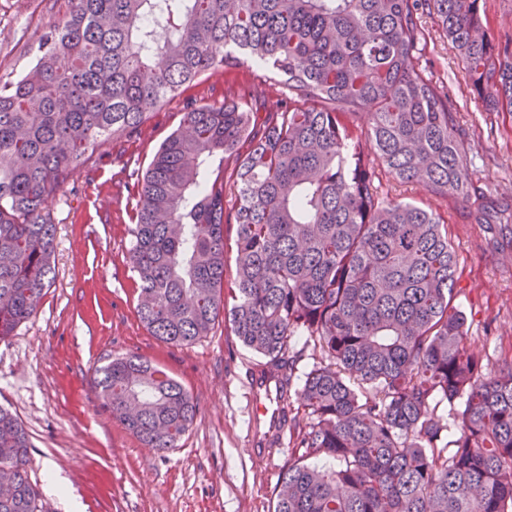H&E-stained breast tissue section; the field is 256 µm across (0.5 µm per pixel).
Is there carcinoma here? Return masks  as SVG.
I'll return each instance as SVG.
<instances>
[{
    "instance_id": "1",
    "label": "carcinoma",
    "mask_w": 512,
    "mask_h": 512,
    "mask_svg": "<svg viewBox=\"0 0 512 512\" xmlns=\"http://www.w3.org/2000/svg\"><path fill=\"white\" fill-rule=\"evenodd\" d=\"M479 0H68L32 65L0 74V341L55 272L50 203L88 152L136 131L205 72L265 69L262 88L194 106L161 144L134 213L137 314L191 344L228 310L263 374L307 422L273 512H512V367L482 378L454 304L459 247L433 211L382 195L377 173L433 195L485 199L444 82L418 68L433 17L489 112L512 113V44L493 46ZM367 117L365 155L351 119ZM250 148L240 152V144ZM233 166L237 206L224 214ZM236 277L224 287V225ZM296 337L321 361L296 372ZM104 406L148 447L178 446L197 408L141 355L96 370ZM448 402L453 424L436 418ZM31 443L0 406V512H44Z\"/></svg>"
}]
</instances>
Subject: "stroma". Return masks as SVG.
Returning a JSON list of instances; mask_svg holds the SVG:
<instances>
[{"mask_svg":"<svg viewBox=\"0 0 512 512\" xmlns=\"http://www.w3.org/2000/svg\"><path fill=\"white\" fill-rule=\"evenodd\" d=\"M67 0H0V74L20 73ZM420 66L458 102L456 123L471 145L474 181L512 205V113L485 111L467 86L456 51L433 18L423 20ZM263 71L216 68L156 109L133 135L89 153L51 204L56 279L37 312L0 341V405L30 435L28 476L45 512H271L287 449L252 453L246 381L258 357L218 317L189 345L159 341L136 311L129 229L139 185L186 106L223 104ZM391 197L432 209L459 246L456 305L467 346L487 378L512 363V223L478 224L473 202L439 197L417 183H389ZM139 354L176 378L198 413L177 448L144 445L104 407L97 368Z\"/></svg>","mask_w":512,"mask_h":512,"instance_id":"35a3bbf8","label":"stroma"}]
</instances>
